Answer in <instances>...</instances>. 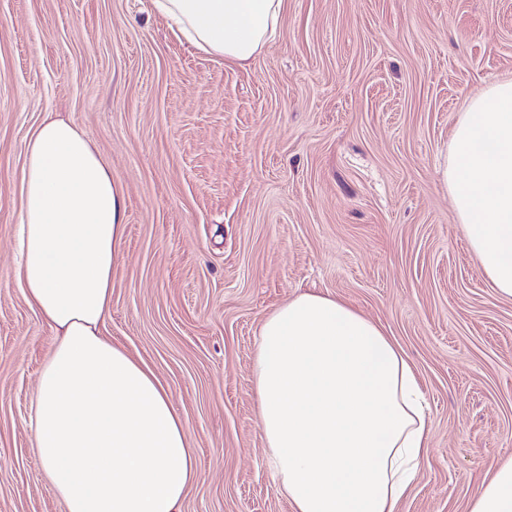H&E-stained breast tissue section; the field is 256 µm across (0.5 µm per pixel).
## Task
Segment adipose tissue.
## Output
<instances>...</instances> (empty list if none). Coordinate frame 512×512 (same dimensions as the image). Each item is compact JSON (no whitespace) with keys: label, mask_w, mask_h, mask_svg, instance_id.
Returning <instances> with one entry per match:
<instances>
[{"label":"adipose tissue","mask_w":512,"mask_h":512,"mask_svg":"<svg viewBox=\"0 0 512 512\" xmlns=\"http://www.w3.org/2000/svg\"><path fill=\"white\" fill-rule=\"evenodd\" d=\"M198 51L244 63L287 0H153ZM445 180L495 293L512 299V80L472 98ZM18 226L27 302L58 341L38 379L37 452L67 512H179L199 470L154 372L102 334L123 257L124 192L86 136L47 116L27 143ZM259 426L292 512H398L427 459L429 406L404 351L348 303L306 293L264 318ZM469 512H512V459Z\"/></svg>","instance_id":"adipose-tissue-1"}]
</instances>
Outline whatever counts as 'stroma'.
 <instances>
[{"mask_svg":"<svg viewBox=\"0 0 512 512\" xmlns=\"http://www.w3.org/2000/svg\"><path fill=\"white\" fill-rule=\"evenodd\" d=\"M512 79V0H288L238 64L152 0H0V512H66L31 426L57 337L25 301L17 224L47 115L125 196L103 333L167 386L200 469L181 512H291L258 425L264 317L305 292L380 323L430 404L399 512H468L512 457V299L443 172L469 99Z\"/></svg>","mask_w":512,"mask_h":512,"instance_id":"stroma-1","label":"stroma"}]
</instances>
